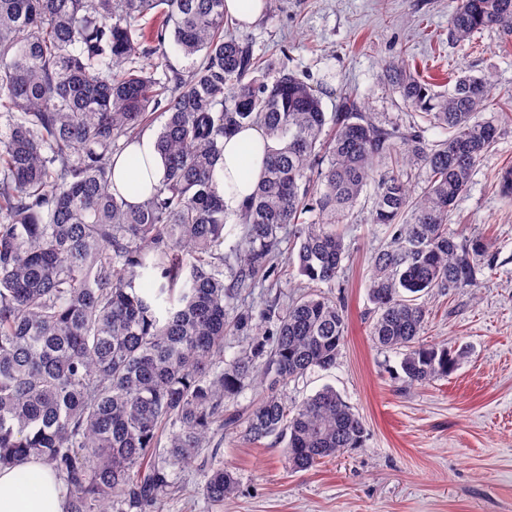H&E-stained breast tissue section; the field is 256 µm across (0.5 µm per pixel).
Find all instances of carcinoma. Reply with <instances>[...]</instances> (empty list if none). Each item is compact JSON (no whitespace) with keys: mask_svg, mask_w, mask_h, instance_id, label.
Segmentation results:
<instances>
[{"mask_svg":"<svg viewBox=\"0 0 512 512\" xmlns=\"http://www.w3.org/2000/svg\"><path fill=\"white\" fill-rule=\"evenodd\" d=\"M512 29V0H459L448 36ZM183 74L156 78L166 38ZM385 79L420 119L386 127L349 97L327 126L321 93L276 57H256L224 27V0H0V467L36 458L69 491L67 512H163L185 464L230 429L284 444L294 472L361 448L360 415L327 386L296 403L288 384L334 367L348 320L332 293L345 224L365 191L372 222L392 230L371 256L376 344L402 354L409 385L448 377L459 355L423 338L419 298L477 284L489 244L448 228L501 125L476 115L492 87L472 74L443 91L404 61ZM162 109L165 174L131 206L112 190V158ZM271 142L265 171L224 253L216 192L224 137L244 125ZM423 168L415 193L409 171ZM312 218H305V214ZM309 288L285 303L265 282ZM250 341L224 358L229 336ZM264 386L242 416L224 415L246 384ZM201 494L213 508L237 488L217 457Z\"/></svg>","mask_w":512,"mask_h":512,"instance_id":"1","label":"carcinoma"}]
</instances>
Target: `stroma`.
I'll return each mask as SVG.
<instances>
[{"label":"stroma","mask_w":512,"mask_h":512,"mask_svg":"<svg viewBox=\"0 0 512 512\" xmlns=\"http://www.w3.org/2000/svg\"><path fill=\"white\" fill-rule=\"evenodd\" d=\"M457 0H273L251 26L236 28L254 56L285 62L322 93L326 113L344 95L383 124H409L413 110L383 72L407 56L429 82L457 70L485 76L512 105V31L489 29L448 40ZM512 165V123L478 163L452 213L451 230L491 244L494 267L476 287L426 296L425 335L461 350L456 370L424 387L402 380L401 356L378 347L369 329V258L391 235L360 204L350 217L344 273L335 291L349 317L335 368L290 383L302 400L329 385L365 420L364 447L309 472L290 471L280 446L225 436L218 456L238 479L224 512H512V200L497 173Z\"/></svg>","instance_id":"stroma-1"}]
</instances>
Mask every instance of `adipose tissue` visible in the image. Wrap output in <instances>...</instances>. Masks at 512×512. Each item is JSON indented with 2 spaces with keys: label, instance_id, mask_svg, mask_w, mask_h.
<instances>
[{
  "label": "adipose tissue",
  "instance_id": "ef3b65f1",
  "mask_svg": "<svg viewBox=\"0 0 512 512\" xmlns=\"http://www.w3.org/2000/svg\"><path fill=\"white\" fill-rule=\"evenodd\" d=\"M266 137L261 128L246 127L224 141V168L216 183L227 212L242 210L264 172ZM164 165L156 138L145 134L113 158L115 189L132 205L142 202L159 184ZM67 491L52 470L37 461L0 469V512H66Z\"/></svg>",
  "mask_w": 512,
  "mask_h": 512
}]
</instances>
